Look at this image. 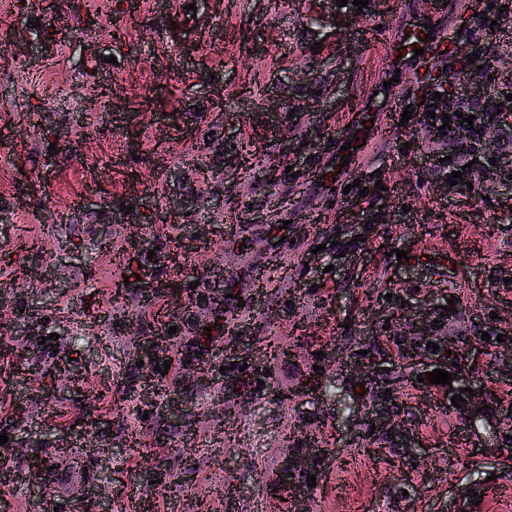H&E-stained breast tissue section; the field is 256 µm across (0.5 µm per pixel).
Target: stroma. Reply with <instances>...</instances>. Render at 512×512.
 <instances>
[{"label": "stroma", "mask_w": 512, "mask_h": 512, "mask_svg": "<svg viewBox=\"0 0 512 512\" xmlns=\"http://www.w3.org/2000/svg\"><path fill=\"white\" fill-rule=\"evenodd\" d=\"M385 5L0 0V52L32 59L0 76V512H32L31 447L66 508L107 485L112 512H512V359L470 349L512 339V181L449 185L421 105L477 75L456 36L483 5ZM428 13L449 57L389 66ZM278 80L299 108L269 119ZM432 304L487 403L476 430L426 359L351 374ZM165 362L175 404L152 407ZM375 381L404 438L343 410ZM312 437L299 493L280 467Z\"/></svg>", "instance_id": "obj_1"}]
</instances>
